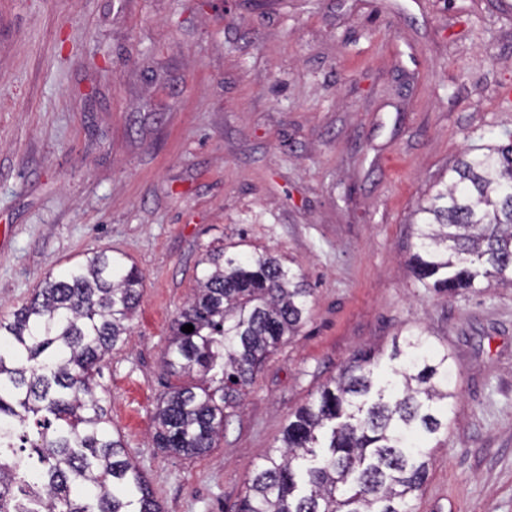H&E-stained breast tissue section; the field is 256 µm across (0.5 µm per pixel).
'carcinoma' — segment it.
I'll return each instance as SVG.
<instances>
[{"label":"carcinoma","instance_id":"obj_1","mask_svg":"<svg viewBox=\"0 0 512 512\" xmlns=\"http://www.w3.org/2000/svg\"><path fill=\"white\" fill-rule=\"evenodd\" d=\"M452 172L416 210L415 276L441 292L512 285V140L465 154ZM204 262L162 353L178 384L157 407L152 437L185 458L217 446L313 296L305 275L270 252L220 247ZM142 287L136 267L101 251L48 275L0 318V512H164L97 395L100 365L124 342ZM388 361L383 372L373 351L354 354L288 424L236 512H413L428 443L448 428L453 359L419 332Z\"/></svg>","mask_w":512,"mask_h":512}]
</instances>
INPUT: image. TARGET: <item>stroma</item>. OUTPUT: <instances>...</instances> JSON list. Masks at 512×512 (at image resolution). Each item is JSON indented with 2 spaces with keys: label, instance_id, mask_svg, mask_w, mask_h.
Returning <instances> with one entry per match:
<instances>
[{
  "label": "stroma",
  "instance_id": "obj_1",
  "mask_svg": "<svg viewBox=\"0 0 512 512\" xmlns=\"http://www.w3.org/2000/svg\"><path fill=\"white\" fill-rule=\"evenodd\" d=\"M512 136L506 0H0V316L112 251L143 275L97 393L165 512H234L353 354L424 332L454 400L414 512H512V287L412 274L413 213ZM314 290L217 448L152 446L161 361L211 247Z\"/></svg>",
  "mask_w": 512,
  "mask_h": 512
}]
</instances>
